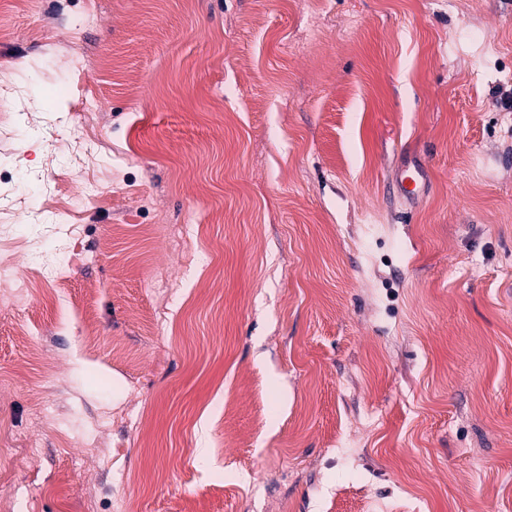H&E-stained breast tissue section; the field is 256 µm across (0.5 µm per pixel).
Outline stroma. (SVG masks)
<instances>
[{"mask_svg": "<svg viewBox=\"0 0 512 512\" xmlns=\"http://www.w3.org/2000/svg\"><path fill=\"white\" fill-rule=\"evenodd\" d=\"M0 103V512H512V0H0ZM425 174L419 167H406L402 170L397 186L407 199H414L425 189Z\"/></svg>", "mask_w": 512, "mask_h": 512, "instance_id": "obj_1", "label": "stroma"}]
</instances>
